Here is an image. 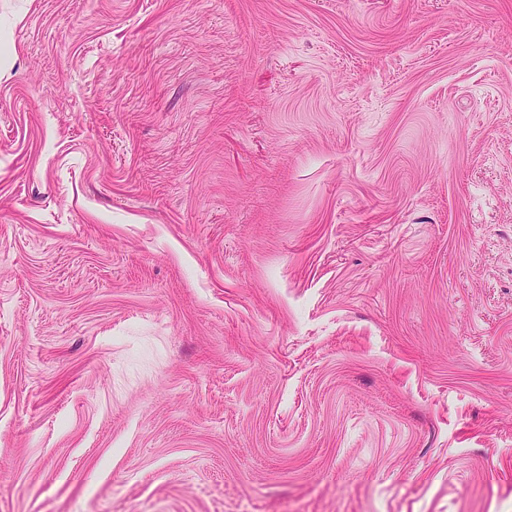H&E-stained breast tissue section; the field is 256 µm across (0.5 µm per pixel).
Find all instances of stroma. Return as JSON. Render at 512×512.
Segmentation results:
<instances>
[{"mask_svg":"<svg viewBox=\"0 0 512 512\" xmlns=\"http://www.w3.org/2000/svg\"><path fill=\"white\" fill-rule=\"evenodd\" d=\"M0 512H512V0H0Z\"/></svg>","mask_w":512,"mask_h":512,"instance_id":"35a3bbf8","label":"stroma"}]
</instances>
